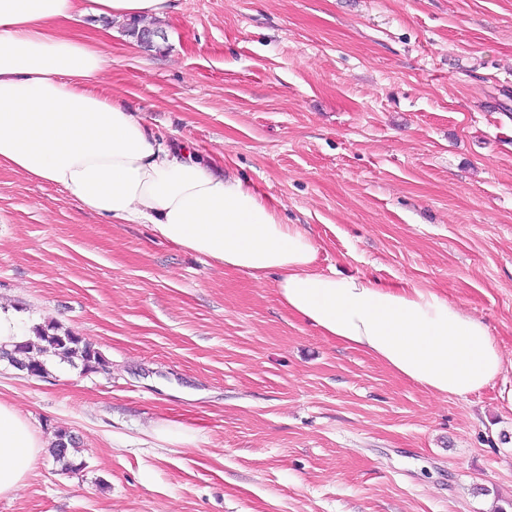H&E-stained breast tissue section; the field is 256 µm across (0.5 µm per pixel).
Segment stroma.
<instances>
[{
	"label": "stroma",
	"instance_id": "35a3bbf8",
	"mask_svg": "<svg viewBox=\"0 0 512 512\" xmlns=\"http://www.w3.org/2000/svg\"><path fill=\"white\" fill-rule=\"evenodd\" d=\"M153 45L87 16L99 91L307 230L324 271L429 288L504 371L437 397L280 304L273 278L0 168V302L111 373L0 360L36 462L0 512H512V0H177ZM197 444L158 446L153 426ZM152 433L158 441L163 443L189 447L195 445L194 435L181 424L165 422L153 427ZM77 448L76 438L69 432L60 429L55 433V440L49 448V454L53 461L61 467L62 472H72L75 468L71 457Z\"/></svg>",
	"mask_w": 512,
	"mask_h": 512
}]
</instances>
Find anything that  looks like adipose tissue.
Returning <instances> with one entry per match:
<instances>
[{
  "label": "adipose tissue",
  "mask_w": 512,
  "mask_h": 512,
  "mask_svg": "<svg viewBox=\"0 0 512 512\" xmlns=\"http://www.w3.org/2000/svg\"><path fill=\"white\" fill-rule=\"evenodd\" d=\"M175 8L176 0H0V168L55 185L110 223L150 225L224 269L274 276L290 314L431 394L465 397L494 381L503 356L481 320L429 289L318 269L307 231L97 93L105 53L59 31L87 15L161 19ZM46 446L0 402V497L24 486Z\"/></svg>",
  "instance_id": "1"
}]
</instances>
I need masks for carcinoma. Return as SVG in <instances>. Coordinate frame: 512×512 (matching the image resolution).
<instances>
[{"label": "carcinoma", "instance_id": "carcinoma-1", "mask_svg": "<svg viewBox=\"0 0 512 512\" xmlns=\"http://www.w3.org/2000/svg\"><path fill=\"white\" fill-rule=\"evenodd\" d=\"M33 331L34 342L27 340L10 348L0 345V360H7L17 369H33L42 378L49 374L46 362L49 357H57L72 366L79 364L86 372L110 370L109 362L101 352L75 332L62 331L54 323L36 326ZM77 448L76 438L60 429L55 433L49 454L61 471L70 472L74 469L71 457Z\"/></svg>", "mask_w": 512, "mask_h": 512}]
</instances>
